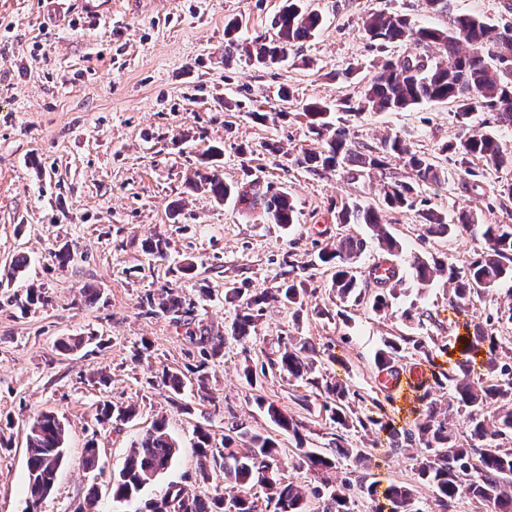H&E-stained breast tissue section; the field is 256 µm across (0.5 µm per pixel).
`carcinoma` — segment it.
Instances as JSON below:
<instances>
[{
  "label": "carcinoma",
  "instance_id": "cac0c4a2",
  "mask_svg": "<svg viewBox=\"0 0 512 512\" xmlns=\"http://www.w3.org/2000/svg\"><path fill=\"white\" fill-rule=\"evenodd\" d=\"M365 37L373 46L411 42L424 48H434L438 55H406L394 60L385 58L375 67L360 100L340 101L350 117L369 110L373 112H404L423 103H452L454 117L462 128L460 135L426 154L413 149L404 138L396 135L381 141V145L359 147L350 137L349 126L335 123L328 107L318 102L302 104L308 118V131L318 143L317 149L303 153L299 163L307 168L370 172L387 165V158L396 155L405 159L411 171L407 180L385 183L380 192L381 205L361 200L341 202L336 218L340 224H363L369 236L345 235L336 243L317 252L322 266L334 270L332 291L340 303L364 304L376 313L383 312L397 299V291L405 281V270L397 264L386 273L368 274L365 282L357 276L356 263L369 245H375L384 255L393 257L402 252V245L383 223V211L421 212L424 224L422 236L443 238L465 230L476 223L472 212H461L448 221L441 213L427 208L421 187L442 185L448 181L463 184L481 180L490 171L512 168V149L491 131L473 128L471 119L476 112H491L495 122L512 127V69L503 67L501 59L512 58V23H487L468 15L449 18L446 28L421 26L404 14L369 12L361 17ZM323 24L318 11L309 8L307 0H285V5L272 20L274 37L251 49L241 43V23L231 19L224 26V54L231 58L245 50L256 67L271 69L288 60L292 47L316 35ZM191 190L210 195L217 203L235 198L253 208L262 206L268 221L282 227L297 223L295 206L290 196L271 187L260 190L255 184L228 186L217 173L200 176L188 182ZM412 275L421 286L436 279L453 284L451 304L465 310L474 299H481L505 281H512V224H485L482 245L476 256L463 268H457L423 254L412 256ZM307 294L304 281H288L273 291L255 289L243 292L230 288L226 300L235 305L231 323L233 338L247 340L257 332L268 301L293 308L303 306ZM194 303L167 291V296L155 299L146 296V310L151 316L166 317L178 326L183 316L193 312ZM191 341L200 345L203 360L196 366L198 390L206 389L203 374L208 359L224 347L222 338L210 335L207 329L189 333ZM471 344L485 355L487 377L480 381L468 378L464 360L443 368L433 362L448 353L453 343L434 342L423 336H397L386 340L375 356V365L385 380L398 379L406 373V360L422 355L433 364L432 381L422 383L418 396L421 410L408 428L397 429L381 417L362 418L355 410L358 394L349 387L316 375L315 346L305 338L289 340L279 347L275 357L268 358L260 368L246 367L244 377L255 386L267 373L277 370L288 380H301L319 391L322 398L318 412L331 423L345 430L361 428L365 432H387L389 447L395 453L417 451L420 457L418 477L435 488L434 512H448L450 503L465 491L478 500L484 512H512V357L499 353L502 343L492 329L477 325L471 332ZM451 390L448 411L438 407L436 395ZM269 420L298 440H303L304 423L293 419L273 404L257 399ZM465 417L467 433L462 436L454 415ZM137 415L132 404L104 401L98 406L97 422L101 425L124 423ZM222 447L213 443L211 434L198 430L194 445L203 464L224 472V492L202 498L190 496L182 488L169 486L132 512H168L171 502L184 512H226L224 502L233 503L235 512H308V500L322 503V512H351L345 489L347 480L335 485L325 477L349 461L367 466L369 454L364 448H352L339 435L334 438V453L327 455L316 448H298L293 468L316 474L320 484L304 488L285 481L279 474L278 442L261 433L246 430L235 420L227 428ZM66 428L52 413L38 415L27 434L28 493L32 504L45 498L46 485L56 479V462L63 459ZM179 451L177 441L168 433L165 422L154 423L130 448L118 476L112 478V502L130 506L141 491L158 474L170 467ZM81 465L89 472L102 471L99 448L95 441L87 442ZM249 485L265 490L264 502L259 503L243 494ZM360 491L374 502L373 512H422L411 489L391 485L378 493L374 484L360 482ZM384 502H379V499Z\"/></svg>",
  "mask_w": 512,
  "mask_h": 512
}]
</instances>
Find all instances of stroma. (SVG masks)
Listing matches in <instances>:
<instances>
[{"label":"stroma","instance_id":"35a3bbf8","mask_svg":"<svg viewBox=\"0 0 512 512\" xmlns=\"http://www.w3.org/2000/svg\"><path fill=\"white\" fill-rule=\"evenodd\" d=\"M177 2L171 10L164 0H112V18L105 21L83 16L77 0H0V512H28L26 436L47 410L66 425V458L37 512H71L92 489L95 512H114L110 479L132 442L161 419L179 452L145 486L144 498L171 484L201 497L223 489L220 471L199 475L194 430L204 428L219 443L231 420L275 438L285 480L310 484L314 474L293 469L291 459L298 445L327 447L335 425L303 409L300 398L311 395V386L271 372L252 387L243 368L260 364L291 337L308 338L318 349L316 368L362 394L358 411L373 415L380 388L374 354L385 339L412 334L404 309L427 312L423 334L442 340L456 334L445 281L421 288L406 279L391 309L376 313L337 305L331 270L312 265L318 247L364 231L337 223V201L377 203L381 184L408 178L403 161L355 177L297 163L302 150L317 146L304 103L333 107L345 97L359 99L382 55L417 51L410 42L382 53L369 49L365 12L401 13L438 28L447 27L449 14L428 12L425 0H314L324 18L319 32L294 47L280 67L259 69L242 55L225 59L224 24L238 18L245 37H272L270 22L282 0ZM283 86L295 97L286 108L277 97ZM454 110L450 103H429L405 112L367 111L355 120L352 139L375 147L397 134L431 153L457 137ZM214 146L223 154L211 163ZM212 166L229 185L251 178L288 191L297 224L284 229L262 210L244 213L190 191L188 179ZM507 180L510 168L488 174L476 191L451 182L425 187L423 194L447 218L470 210L479 223L512 224V199L486 206L494 185ZM383 220L403 246L397 262L404 268L421 252L461 264L481 247L466 230L421 241V219L411 212L388 210ZM154 235L168 242L164 258L144 252ZM64 246L72 260L62 266L55 255ZM18 255L29 265L15 279L10 261ZM187 257L196 264L188 278L177 272ZM293 266L307 269L308 307L297 313L270 303L254 339L227 337L234 308L224 300L225 288H275ZM29 288L46 301L24 313L14 298ZM164 288L194 301L192 326L224 339L222 356L208 362L206 392H185L186 411L171 400L162 373H187L198 364L199 349L183 327L140 312L142 298ZM317 305L327 315H315ZM338 307L342 316H333ZM66 336L89 343L64 354L57 341ZM260 398L305 423L303 442L270 422L256 404ZM102 399L135 405L138 415L98 426ZM92 438L103 466L98 475L80 465ZM347 439L371 453L367 467L337 472L352 483L354 512H371L357 487L363 478L382 489L411 488L419 507L430 512L434 492L420 481L415 459L389 453L382 432L369 439L351 431Z\"/></svg>","mask_w":512,"mask_h":512}]
</instances>
